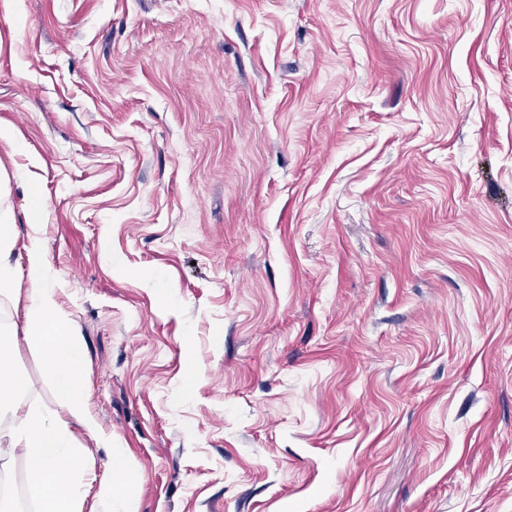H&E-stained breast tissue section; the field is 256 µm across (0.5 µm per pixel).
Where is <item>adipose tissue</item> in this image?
Instances as JSON below:
<instances>
[{
  "label": "adipose tissue",
  "mask_w": 512,
  "mask_h": 512,
  "mask_svg": "<svg viewBox=\"0 0 512 512\" xmlns=\"http://www.w3.org/2000/svg\"><path fill=\"white\" fill-rule=\"evenodd\" d=\"M25 256L31 288L26 307V335L41 357L51 378L58 410L45 412L24 407L26 382L17 371L11 354L10 334L0 335V417L20 413L7 431H0V471L16 455H23L33 476L28 487L31 498L44 512H84L87 497H95L100 512H139L134 499L120 494L118 484L129 471L125 454L112 446L87 407L86 360L77 336L65 328L55 335L44 332L55 314L53 288L46 279L47 260L36 245L26 247ZM106 451L103 474L86 472L74 446L76 433Z\"/></svg>",
  "instance_id": "1"
}]
</instances>
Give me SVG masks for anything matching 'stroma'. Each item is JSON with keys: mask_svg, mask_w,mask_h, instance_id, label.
I'll list each match as a JSON object with an SVG mask.
<instances>
[{"mask_svg": "<svg viewBox=\"0 0 512 512\" xmlns=\"http://www.w3.org/2000/svg\"><path fill=\"white\" fill-rule=\"evenodd\" d=\"M0 127L139 512H512V0H0Z\"/></svg>", "mask_w": 512, "mask_h": 512, "instance_id": "obj_1", "label": "stroma"}]
</instances>
